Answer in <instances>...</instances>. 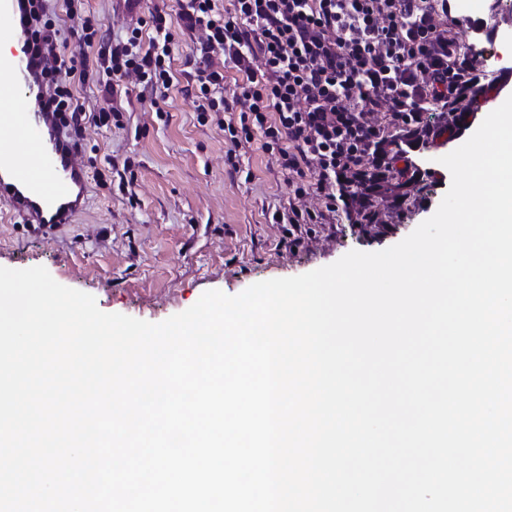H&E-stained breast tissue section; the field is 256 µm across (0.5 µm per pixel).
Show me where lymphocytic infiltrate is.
<instances>
[{
    "instance_id": "f902f5d3",
    "label": "lymphocytic infiltrate",
    "mask_w": 512,
    "mask_h": 512,
    "mask_svg": "<svg viewBox=\"0 0 512 512\" xmlns=\"http://www.w3.org/2000/svg\"><path fill=\"white\" fill-rule=\"evenodd\" d=\"M82 2L63 3L81 26L78 54L67 53L42 0L31 11L45 89L63 124L78 137L85 123L111 122V111L89 112L78 100L95 76L170 89L175 30L183 28L199 45L190 79L199 123L215 121L235 144L261 136L291 189L287 208L268 221L284 225L293 247L303 225L331 220L337 204L359 203L370 222L371 198L385 182L434 177L413 153L471 127L475 110L458 107L467 91H500L512 81L510 68L492 77L475 66L448 27V0H231L228 9L220 0H178L176 13L154 10L147 28L109 39ZM228 64L245 75L230 100ZM233 110L237 121H224ZM447 111L451 121L430 122L429 113ZM379 112L385 122L376 120Z\"/></svg>"
}]
</instances>
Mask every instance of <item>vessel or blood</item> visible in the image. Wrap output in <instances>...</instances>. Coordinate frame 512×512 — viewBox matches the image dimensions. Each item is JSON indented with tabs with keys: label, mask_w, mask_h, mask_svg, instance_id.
Segmentation results:
<instances>
[{
	"label": "vessel or blood",
	"mask_w": 512,
	"mask_h": 512,
	"mask_svg": "<svg viewBox=\"0 0 512 512\" xmlns=\"http://www.w3.org/2000/svg\"><path fill=\"white\" fill-rule=\"evenodd\" d=\"M457 4L464 33L483 25L473 0ZM29 10L28 0H0V41L15 45L0 55V205L23 223L51 228L83 211L89 181L29 46Z\"/></svg>",
	"instance_id": "vessel-or-blood-1"
}]
</instances>
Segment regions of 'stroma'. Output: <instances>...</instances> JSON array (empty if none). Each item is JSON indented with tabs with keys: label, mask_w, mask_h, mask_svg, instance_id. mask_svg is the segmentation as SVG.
<instances>
[{
	"label": "stroma",
	"mask_w": 512,
	"mask_h": 512,
	"mask_svg": "<svg viewBox=\"0 0 512 512\" xmlns=\"http://www.w3.org/2000/svg\"><path fill=\"white\" fill-rule=\"evenodd\" d=\"M494 16L477 49L512 67V4L491 0ZM175 0H84L87 15L118 35ZM195 40L178 34L173 68L178 83L168 115L151 109L154 93L138 87L116 97L117 122L87 126L82 155L91 172L87 206L74 223L52 231L0 212V267H45L61 285L92 295L106 313L159 323L193 306L208 290L235 296L250 285L301 275L352 250L375 252L407 237L438 208L449 182H421L400 205L376 199L377 225L337 211L331 224H312L290 247L268 213L287 206L289 188L260 140L232 146L216 123L199 124L185 87L198 56ZM239 157L238 173L224 165ZM391 225L379 234L378 224Z\"/></svg>",
	"instance_id": "35a3bbf8"
}]
</instances>
